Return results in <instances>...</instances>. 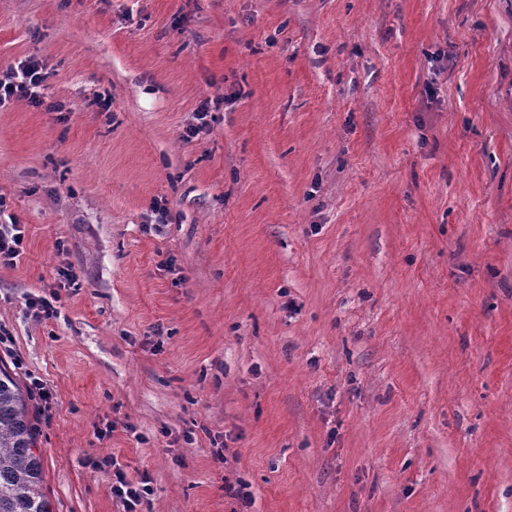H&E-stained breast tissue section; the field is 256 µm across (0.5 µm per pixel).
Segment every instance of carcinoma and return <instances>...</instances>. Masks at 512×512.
<instances>
[{
  "label": "carcinoma",
  "instance_id": "obj_1",
  "mask_svg": "<svg viewBox=\"0 0 512 512\" xmlns=\"http://www.w3.org/2000/svg\"><path fill=\"white\" fill-rule=\"evenodd\" d=\"M28 399L0 366V512H52L43 490L44 466Z\"/></svg>",
  "mask_w": 512,
  "mask_h": 512
}]
</instances>
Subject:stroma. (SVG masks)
I'll return each mask as SVG.
<instances>
[{"instance_id": "obj_1", "label": "stroma", "mask_w": 512, "mask_h": 512, "mask_svg": "<svg viewBox=\"0 0 512 512\" xmlns=\"http://www.w3.org/2000/svg\"><path fill=\"white\" fill-rule=\"evenodd\" d=\"M30 56L0 362L53 512H512V0H0ZM115 477L116 481L112 484V497L122 504L124 512H134L135 506L149 492L147 483L140 481L135 485L119 470L116 471Z\"/></svg>"}]
</instances>
